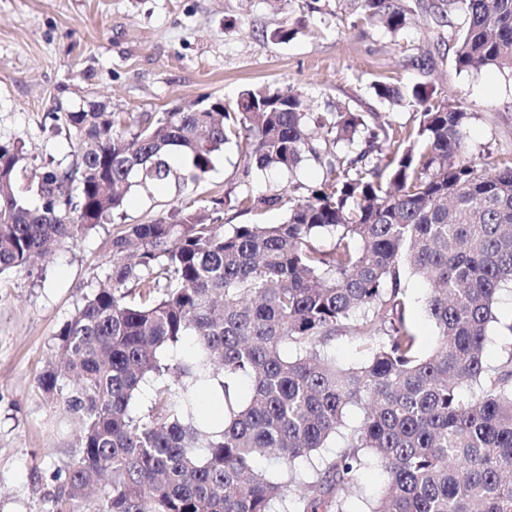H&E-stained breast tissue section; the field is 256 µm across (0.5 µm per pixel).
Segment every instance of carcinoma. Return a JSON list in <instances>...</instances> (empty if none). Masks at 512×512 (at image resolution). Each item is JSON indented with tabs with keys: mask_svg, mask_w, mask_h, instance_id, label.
<instances>
[{
	"mask_svg": "<svg viewBox=\"0 0 512 512\" xmlns=\"http://www.w3.org/2000/svg\"><path fill=\"white\" fill-rule=\"evenodd\" d=\"M361 2L353 26L395 35L420 9L448 27L458 69L512 78V0ZM374 91L415 124L373 128L346 105L313 112L300 91L267 87L243 91L231 110L215 99L144 113L130 133L93 104L64 113L80 142L74 165L35 184L23 178L22 144L0 141V274L120 214L136 186L198 182L232 142L261 172L294 175L310 159L325 168L302 194L237 198L245 212L284 209L281 224L226 232L214 199L112 234L110 285L62 326L64 370L37 377L83 421L59 512L106 476L100 512H277L292 491L301 512H348L366 451L387 473L370 512H512V322L498 364L484 357L496 296L512 284V157L483 173L466 155L469 113L430 83ZM409 274L427 283L428 352L408 319ZM339 334L367 353L363 364L326 357ZM186 336L189 349L162 356ZM146 382L144 419L131 402ZM199 391L224 406L222 428L206 424ZM350 406L365 415L344 433ZM338 434L341 451L299 478L298 462ZM266 453L272 471L256 465Z\"/></svg>",
	"mask_w": 512,
	"mask_h": 512,
	"instance_id": "cac0c4a2",
	"label": "carcinoma"
}]
</instances>
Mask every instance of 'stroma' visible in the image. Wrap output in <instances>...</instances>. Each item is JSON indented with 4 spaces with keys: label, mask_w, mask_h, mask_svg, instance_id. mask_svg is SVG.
I'll return each instance as SVG.
<instances>
[{
    "label": "stroma",
    "mask_w": 512,
    "mask_h": 512,
    "mask_svg": "<svg viewBox=\"0 0 512 512\" xmlns=\"http://www.w3.org/2000/svg\"><path fill=\"white\" fill-rule=\"evenodd\" d=\"M357 0H0V140L21 141L29 173L69 167L79 144L63 113L97 103L136 128L143 112L184 110L201 100L233 104L251 87H294L313 110L342 103L367 123L412 124L411 110L375 97L371 85L434 84L470 114L468 154L494 173L512 154V79L493 70L461 71L447 30L416 15L399 34L353 28ZM296 28L287 42L279 27ZM427 57V69L415 61ZM279 172L248 169L236 147L183 193L133 189L122 222L143 224L173 208L220 198L224 226L278 224L285 212L247 213L245 191L287 189ZM105 222L26 269L0 275V512H55L58 474L78 454L79 419L35 379L58 355V332L83 298L108 281ZM384 480L373 455L350 489L351 512H369Z\"/></svg>",
    "instance_id": "35a3bbf8"
}]
</instances>
